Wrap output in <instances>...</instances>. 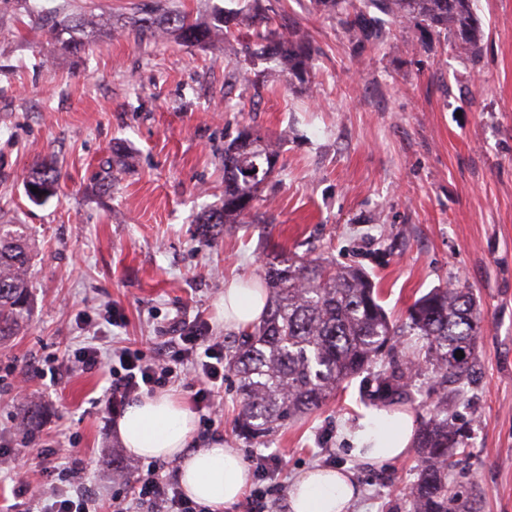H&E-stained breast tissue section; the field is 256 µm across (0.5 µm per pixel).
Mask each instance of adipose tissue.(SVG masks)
Instances as JSON below:
<instances>
[{
	"label": "adipose tissue",
	"mask_w": 512,
	"mask_h": 512,
	"mask_svg": "<svg viewBox=\"0 0 512 512\" xmlns=\"http://www.w3.org/2000/svg\"><path fill=\"white\" fill-rule=\"evenodd\" d=\"M267 296L256 288L229 284L224 290V327L244 331L258 324ZM417 419L408 413L365 411L348 429L351 453L374 465L403 459L411 450ZM193 415L171 393L131 403L116 423L125 449L147 459L174 460L179 481L196 502L224 512L237 504L250 485L249 468L233 449L214 445L188 450ZM357 496L351 473L315 467L299 473L288 491L287 512H350Z\"/></svg>",
	"instance_id": "obj_1"
}]
</instances>
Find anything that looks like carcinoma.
Masks as SVG:
<instances>
[{"label":"carcinoma","mask_w":512,"mask_h":512,"mask_svg":"<svg viewBox=\"0 0 512 512\" xmlns=\"http://www.w3.org/2000/svg\"><path fill=\"white\" fill-rule=\"evenodd\" d=\"M249 14L255 36L263 41L261 60L281 68L288 82L306 83L312 48L299 29L271 28L268 8L253 0ZM319 10L336 17L347 39L357 45L383 41L386 19L413 25L423 41L445 35L462 54L479 50L481 33L475 0H314ZM131 33L138 39H172L187 46L210 48L228 39L237 9L220 8L208 18L169 10L149 0ZM106 26L95 16H64L52 25L61 50L79 54ZM276 143L247 129L224 143V204L205 211L204 234L220 233L245 223L261 186L275 170ZM132 157L121 148L103 164L97 187L112 191ZM61 173L53 161L37 163L23 186L28 199L41 204L56 194ZM38 192H33V189ZM32 255L24 224H0V342L14 335L29 316V269ZM263 282L267 310L259 324L233 340L224 352V372L237 381L242 407L239 432L260 440L293 418L319 410L345 381L373 373L369 400L379 407L403 410L425 406L415 433L418 480L411 491L412 512H477L475 504L452 490L456 456L468 445V429L448 412V403L464 400L465 386L476 373L480 318L471 289L464 285L434 288L418 298L402 322L380 303L375 284L360 268L332 267L320 257H284L265 263ZM417 337L418 343L401 341ZM464 357H455L457 351ZM432 385L415 388L422 373Z\"/></svg>","instance_id":"carcinoma-1"}]
</instances>
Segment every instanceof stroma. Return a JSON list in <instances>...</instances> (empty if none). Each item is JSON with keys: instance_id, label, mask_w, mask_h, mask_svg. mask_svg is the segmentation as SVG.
Listing matches in <instances>:
<instances>
[{"instance_id": "1", "label": "stroma", "mask_w": 512, "mask_h": 512, "mask_svg": "<svg viewBox=\"0 0 512 512\" xmlns=\"http://www.w3.org/2000/svg\"><path fill=\"white\" fill-rule=\"evenodd\" d=\"M141 2L0 0V224L28 225L32 238V310L0 342V375L25 379L40 409L37 439L26 442L21 405L0 387V447L12 460L0 470V507L32 512L56 481L28 462L46 446L86 462L82 481L102 510L131 497L132 483L112 475L113 456L132 473L139 464L113 428L124 403H113L103 370L55 378L48 359L64 360L92 334L149 355L170 342L174 320L232 339L225 288L260 281L268 254L284 249L363 267L395 320L431 289H472L479 378L456 407L471 436L452 486L479 512H512V0H476L474 58L441 36L419 45L399 21L386 22L384 44L362 48L312 0H269L276 24L297 25L316 49L304 89L249 61L244 23L214 48L112 32L69 55L42 18L122 23ZM231 60L254 65L260 85L228 84ZM246 127L277 142L276 171L252 222L205 239L197 221L224 201V143ZM117 146L135 164L99 193L96 175ZM45 156L62 179L57 197L37 205L23 180ZM236 386L225 377L218 429L193 431L189 449L217 441L245 458H280L285 485L315 465L340 467L360 490L352 512H410L416 453L372 466L348 451L345 427L372 407L365 377L253 442L234 429Z\"/></svg>"}]
</instances>
